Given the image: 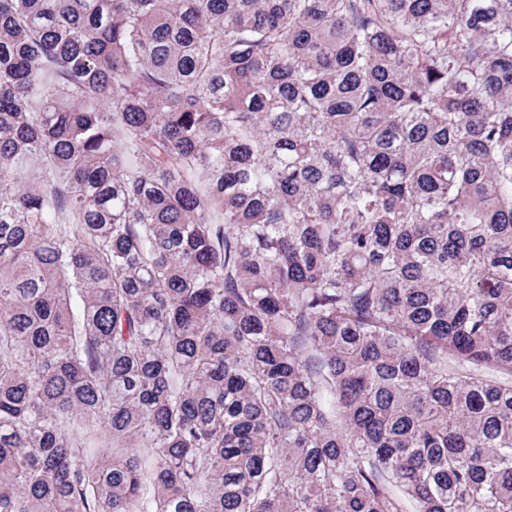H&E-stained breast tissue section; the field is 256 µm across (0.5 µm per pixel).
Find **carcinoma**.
Masks as SVG:
<instances>
[{"label":"carcinoma","instance_id":"carcinoma-1","mask_svg":"<svg viewBox=\"0 0 512 512\" xmlns=\"http://www.w3.org/2000/svg\"><path fill=\"white\" fill-rule=\"evenodd\" d=\"M0 512H512V0H0Z\"/></svg>","mask_w":512,"mask_h":512}]
</instances>
